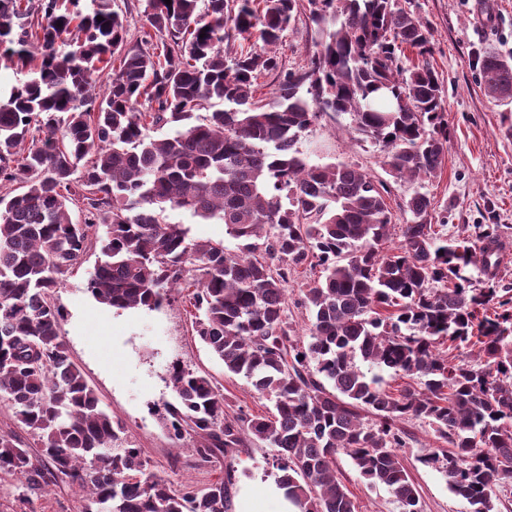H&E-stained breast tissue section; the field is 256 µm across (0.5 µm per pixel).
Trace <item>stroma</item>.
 Instances as JSON below:
<instances>
[{
  "label": "stroma",
  "mask_w": 512,
  "mask_h": 512,
  "mask_svg": "<svg viewBox=\"0 0 512 512\" xmlns=\"http://www.w3.org/2000/svg\"><path fill=\"white\" fill-rule=\"evenodd\" d=\"M399 4L427 24L433 45L427 61L442 85L449 134L437 174L417 188L388 177L378 148L348 132L346 115L322 116L304 133L299 148L310 153L312 161L349 164L385 180L386 203L395 221H402L401 207L418 189L434 200V222L445 238L471 239L476 225H498L505 255L496 279L500 288L512 291V107L486 96L478 64L488 52L512 56V0ZM314 38V24L298 20L278 48L283 65L291 70L305 66ZM101 259L99 247H92L54 293L63 311L60 334L101 408L122 420L130 446L142 449L150 472L172 488L191 484L203 489L228 477L233 498L247 491L262 495L275 482L267 464L272 452L265 443L248 439L238 452L211 467L194 469L187 465L192 441L174 440L166 425V406L175 400L170 370L176 363L209 376L224 395L228 415L264 416L272 407L246 378L225 373L223 363L200 341L194 330V285L187 280L169 289L167 300L156 310H117L96 301L86 289ZM318 274V268L306 264L292 269L285 284V317L303 342L310 319L304 292ZM403 428L407 444L397 454L418 488L422 512H472L467 500L450 492L444 474L422 462L429 453L446 452L447 443L425 421L409 420ZM336 468L358 512H400L392 491L363 479L349 456L338 454ZM80 498L79 491L60 485L30 500L20 476L0 474V512H76Z\"/></svg>",
  "instance_id": "1"
}]
</instances>
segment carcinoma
I'll use <instances>...</instances> for the list:
<instances>
[{
	"label": "carcinoma",
	"mask_w": 512,
	"mask_h": 512,
	"mask_svg": "<svg viewBox=\"0 0 512 512\" xmlns=\"http://www.w3.org/2000/svg\"><path fill=\"white\" fill-rule=\"evenodd\" d=\"M70 2L72 11L59 0H0V55L31 71L0 95V184L19 182L0 191V397L40 448L35 460L15 435H0V472L21 475L32 493L83 491L81 512H229L230 481L174 490L149 472L59 334L53 292L95 242L104 260L88 291L112 308L155 309L193 271L200 340L273 403L269 416L231 417L210 377L172 366L169 425L193 439L195 467L254 437L273 448L277 484L299 512H358L336 475L343 451L402 512H421L396 453L403 423L421 419L450 445L422 462L442 468L473 512H496V488L512 483V297L489 286L497 234L442 238L433 200L416 191L403 204L401 241L386 251L383 181L313 163L298 147L322 115L347 114L390 176L415 185L437 172L448 142L441 85L427 62L402 60L406 48L432 52L421 19L396 0H207L204 9L146 0L147 30L128 45L117 0H95L86 15ZM302 16L316 26L315 50L288 70L277 46ZM253 37L261 52L234 51ZM65 41L72 50L60 54ZM480 66L485 94L511 100L512 59L487 54ZM263 73L278 80L269 103L254 95ZM166 125L171 133L153 137ZM168 208L224 223L243 254L161 222ZM311 258L321 276L304 294L311 323L301 347L285 321L284 283ZM445 342L478 347L481 362L449 359L438 352ZM357 356L421 390L380 388Z\"/></svg>",
	"instance_id": "carcinoma-1"
}]
</instances>
